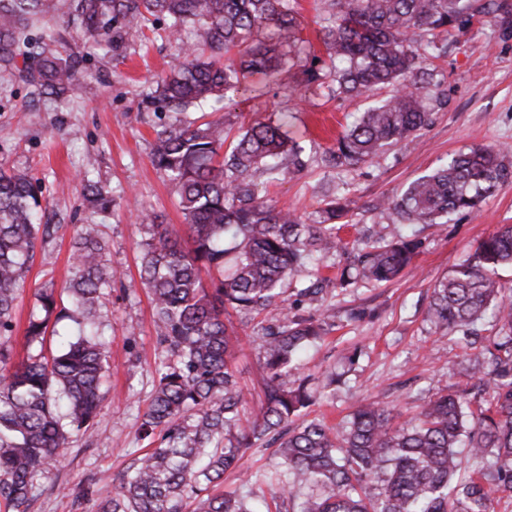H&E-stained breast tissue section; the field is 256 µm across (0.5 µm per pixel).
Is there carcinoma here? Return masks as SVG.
<instances>
[{
	"mask_svg": "<svg viewBox=\"0 0 512 512\" xmlns=\"http://www.w3.org/2000/svg\"><path fill=\"white\" fill-rule=\"evenodd\" d=\"M52 0H0V67L24 57L17 78L43 94H60L78 80L73 57L39 49L27 34ZM75 21L119 48L142 34L150 18L169 20L167 37L179 51L156 81V99L184 111L234 94L259 99L275 84L285 93L288 63L311 56L299 36L291 0H72ZM508 22L501 0H330L322 42L336 96H361L393 86L325 150L328 166L348 170L378 165L385 148L415 135L431 121L425 85L438 76L433 61L441 41L466 36L474 22ZM194 33L186 45L181 33ZM210 56H204L205 50ZM260 76L258 84L248 78ZM512 149L471 147L448 157L399 195L382 197L374 211L389 224L435 225L471 213L512 181ZM152 165L175 188L188 245L171 225L140 211V277L153 305L157 342L165 354L140 424L150 449L123 475L109 497L97 496L88 477L77 501L95 512H261L252 491L226 493L224 473L239 468L248 448H276L280 497L310 490L299 512H493L512 494V299L495 279L512 268V224L482 238L434 284L427 314L436 328L470 339L486 313L495 320L487 397L472 405L467 392L443 389L401 425L378 401L360 404L339 427L299 421L314 404L311 378L300 372L304 347L335 325L336 314L299 313L288 301L290 279L328 254L349 250L336 285H383L410 267L422 241L415 233L343 242L353 201L337 196L312 223L278 209L257 193V181L294 174L306 166L288 135V115L254 120L230 137L221 119L186 121L155 130ZM84 199L98 211L112 208L102 185L81 179ZM40 187L25 169L0 164V512H29L35 476L64 455L70 435L93 427L110 352L92 330L97 308L117 271L105 259L99 224H79L71 276L56 291L36 294L39 314L24 331L29 347L43 345L49 323L68 319L84 327L64 335L46 356L13 362L14 312L37 244L59 229L41 207ZM330 278L317 275L296 296L314 299ZM278 316L252 344L265 378L257 408L248 410L234 367L239 339L224 312L250 320L268 309ZM472 464L462 467L458 449Z\"/></svg>",
	"mask_w": 512,
	"mask_h": 512,
	"instance_id": "cac0c4a2",
	"label": "carcinoma"
}]
</instances>
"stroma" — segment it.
I'll list each match as a JSON object with an SVG mask.
<instances>
[{
	"mask_svg": "<svg viewBox=\"0 0 512 512\" xmlns=\"http://www.w3.org/2000/svg\"><path fill=\"white\" fill-rule=\"evenodd\" d=\"M53 3V11L33 26L30 35L46 49L78 57L82 76L73 89L57 99L46 97L0 69V163L29 170L41 188L43 205L60 225L52 243L36 250L17 301L11 343L17 356L26 354L24 329L36 311L37 290L48 284L62 287L68 279L76 225H103L108 258L119 273L96 318L112 352L105 398L93 428L72 436L67 455L50 462L37 476L31 507V512H92L93 503L74 505L73 490L91 476L99 496H110L121 472L140 456L144 443L138 440L137 429L153 373L163 358L152 304L139 276L141 233L130 202L138 200L182 230L177 194L150 161L156 127L174 122L176 115L156 111L146 102L177 48L158 30L147 40L112 51L102 38L73 23L71 0ZM328 4L329 0L295 3L302 22L300 36L310 42L323 67L329 60L320 23ZM308 65L305 59L290 63L288 80L297 97L270 94L256 107L228 102L219 115L236 129L254 117L265 120L288 113V132L303 146L307 165L281 181L259 182L257 191L277 208L306 219L323 207L328 194L343 193L358 207L354 227L341 232L346 242H353L362 229L382 231L383 221L372 204L400 193L450 154L476 145L512 148V22L475 25L460 42L448 45L439 61L442 74L428 90L431 124L386 148L377 166L330 169L321 156L370 102L388 98L390 89L375 91L369 99L322 97L306 81ZM85 175L111 190L110 214L88 208L80 185ZM502 224H512V181L474 213L419 227L422 252L400 278L382 286L335 289L323 302L305 303L311 315L320 306L332 308L336 325L308 348L302 372L320 382L335 371L342 375L339 384L322 391L309 408V417L336 425L358 402L376 400L403 421L418 414L439 389L466 387L479 392L478 380L467 375L466 367L469 358L481 352L482 340L494 335L492 317L483 318L482 339L473 343L437 330L426 311L435 280ZM230 320L242 339L236 364L250 387L247 402L253 405L258 396L252 385L260 377L258 353L248 340L253 326L235 314Z\"/></svg>",
	"mask_w": 512,
	"mask_h": 512,
	"instance_id": "35a3bbf8",
	"label": "stroma"
}]
</instances>
